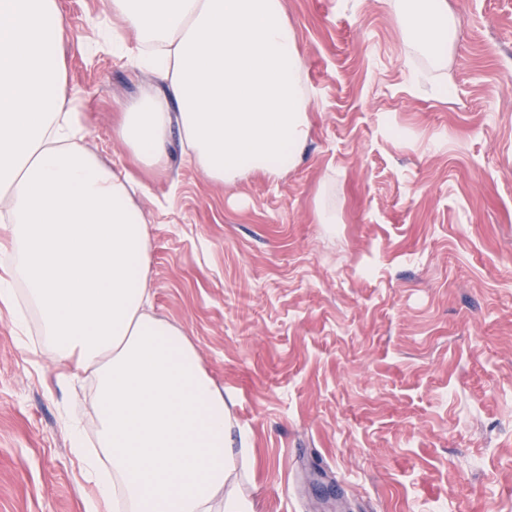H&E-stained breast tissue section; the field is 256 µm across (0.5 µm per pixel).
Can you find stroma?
Returning <instances> with one entry per match:
<instances>
[{"mask_svg":"<svg viewBox=\"0 0 512 512\" xmlns=\"http://www.w3.org/2000/svg\"><path fill=\"white\" fill-rule=\"evenodd\" d=\"M58 2L81 144L127 164L114 114L165 83L133 32L113 53L111 0ZM284 4L315 102L303 157L222 186L172 136L137 196L153 311L253 448L254 512H512V0H448L439 71L388 0ZM55 373L37 316L0 306V512H84L69 420L94 437L93 383Z\"/></svg>","mask_w":512,"mask_h":512,"instance_id":"35a3bbf8","label":"stroma"}]
</instances>
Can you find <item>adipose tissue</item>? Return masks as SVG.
Here are the masks:
<instances>
[{"label": "adipose tissue", "instance_id": "adipose-tissue-1", "mask_svg": "<svg viewBox=\"0 0 512 512\" xmlns=\"http://www.w3.org/2000/svg\"><path fill=\"white\" fill-rule=\"evenodd\" d=\"M145 68L167 82L121 107L113 127L144 169L169 165L179 131L209 180H275L297 166L312 99L283 0H112ZM402 35L444 63L448 0H396ZM58 0H0V304L25 297L59 378L91 370L97 447L73 429L85 512H253L231 482L224 395L182 329L148 310L150 241L126 168L78 147L62 90Z\"/></svg>", "mask_w": 512, "mask_h": 512}]
</instances>
